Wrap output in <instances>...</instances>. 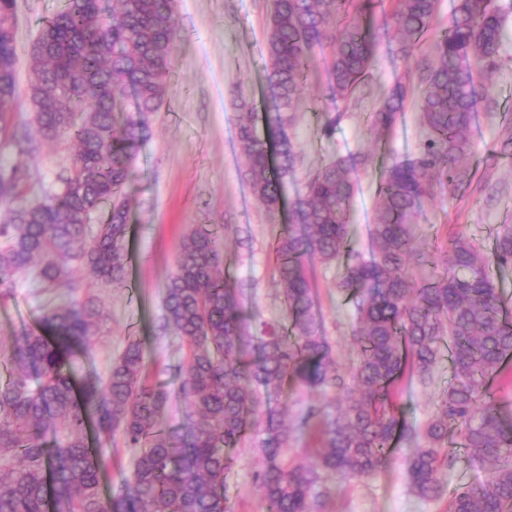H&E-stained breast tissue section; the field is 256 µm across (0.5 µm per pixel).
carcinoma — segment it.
I'll list each match as a JSON object with an SVG mask.
<instances>
[{
  "instance_id": "cac0c4a2",
  "label": "carcinoma",
  "mask_w": 512,
  "mask_h": 512,
  "mask_svg": "<svg viewBox=\"0 0 512 512\" xmlns=\"http://www.w3.org/2000/svg\"><path fill=\"white\" fill-rule=\"evenodd\" d=\"M16 0H0V130L18 95ZM500 0H455L419 68L424 139L417 155L393 161L380 180L368 249L352 243L353 173L370 158L340 157L316 170L286 202L297 153L283 126L302 93L315 50L327 55L330 102L318 105L329 136L340 107L371 79L378 45L392 63L407 62L433 31L438 0H273L266 23V80L276 100L257 133L259 114L240 97L237 138L252 196L270 216L288 205L275 243L285 321L251 332L239 290L221 269V244L201 224L184 239L177 271L164 285L158 330L181 336L187 350L177 394L189 410L186 430L163 429L171 393L151 381L139 337L128 340L107 375L77 374V355L96 334L97 299L69 297L47 307L40 331L0 348V512H228L229 448L255 445L264 465L258 488L268 512H321V473L363 478L397 448L415 446L407 462L413 492L441 497L439 472L452 465L448 433L475 464L491 463L485 480L448 492L447 512H512V407L492 393L512 375V307L496 272L512 268V224H502L491 253L464 232L449 238L448 266L431 278L413 244V224L435 188L471 184V131L492 86L476 81L500 59L505 38ZM384 22H376V14ZM180 32L174 0H64L42 21L29 53L34 120L47 140L67 138L73 162L55 188L26 197V175L0 165V299L15 278L47 288L72 287V263L111 285L125 280L130 207L125 187L146 143L148 120L169 91ZM407 68L383 88L366 123L384 140L405 112ZM344 263L336 287L353 307L357 365L337 369L307 268ZM452 378L421 428L398 406L403 380L431 378L441 344ZM358 391L359 398L317 418V464L287 455L293 443L288 405L264 406L284 386ZM120 439L136 452L132 472L103 489L108 461L89 443Z\"/></svg>"
}]
</instances>
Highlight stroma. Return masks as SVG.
Here are the masks:
<instances>
[{
    "label": "stroma",
    "mask_w": 512,
    "mask_h": 512,
    "mask_svg": "<svg viewBox=\"0 0 512 512\" xmlns=\"http://www.w3.org/2000/svg\"><path fill=\"white\" fill-rule=\"evenodd\" d=\"M62 6V0H16V74L27 86L29 52L40 23ZM272 0H175L174 18L181 38L174 50L171 88L159 112L149 118L150 138L126 187L131 203L129 264L123 285L110 287L87 270L74 271L80 294L98 298L103 318L89 355L86 371L106 372L122 353L128 337L143 340L146 360L156 382L168 388L179 383L178 367L184 347L179 336H157L152 323L162 313L163 286L174 273L182 238L193 227L211 224L222 230V269L242 290V301L253 329L278 324L284 316L282 288L273 272L271 245L282 232L253 199L244 177L243 150L237 139L239 97L255 100L261 111L273 108V93L265 77L264 32ZM499 66L492 76L497 91L495 111H479L470 133L471 162L476 175L457 194L438 192L426 201L414 225V243L427 252L423 270L430 276L445 269L449 234L461 230L492 249L498 225L512 224V156L499 154L501 124L512 108V14ZM314 76L285 127L298 154L289 191L301 189L308 176L325 162L351 152L369 154L371 162L354 175L356 193L351 207L352 232L366 242L375 220L374 197L383 168L395 159L415 154L423 140L417 103L418 86L408 89L402 122L383 143H376L366 114L377 86L391 85L394 67L386 46H379L373 69L374 90L348 106L332 137L321 136L311 106L326 96L320 77L322 56L313 59ZM71 146L62 139L41 142L30 157L20 155L11 136L0 135V164L28 167L29 187L38 193L55 186L68 168ZM322 315L323 334L340 370L356 362V320L338 293V265L313 264ZM52 294L25 277H18L12 295L0 300V344L11 345L25 329L35 326ZM451 378L448 359H441L432 383L412 380L404 385L401 402L408 420L422 424L432 415L440 392ZM292 450L315 447V431L301 418L309 407L333 410L334 390H285ZM410 448L399 449L386 468L364 479L347 482L326 476L321 480L323 512H445L446 499H419L411 490L405 461ZM263 466L259 450L240 448L226 476L232 512H266L255 475Z\"/></svg>",
    "instance_id": "35a3bbf8"
}]
</instances>
